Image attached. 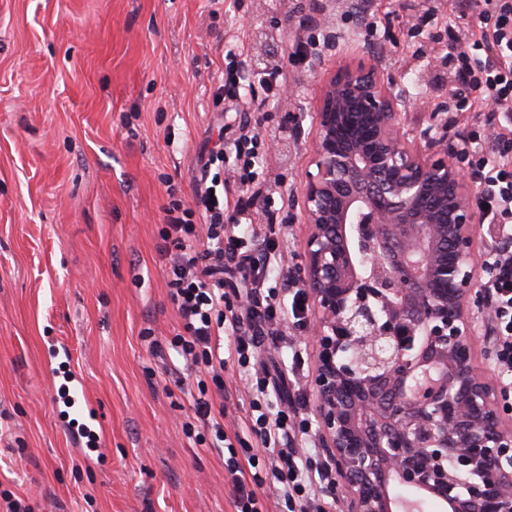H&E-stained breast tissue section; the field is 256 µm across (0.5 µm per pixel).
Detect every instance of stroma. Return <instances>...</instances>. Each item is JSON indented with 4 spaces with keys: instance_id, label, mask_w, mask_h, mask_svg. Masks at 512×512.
Returning a JSON list of instances; mask_svg holds the SVG:
<instances>
[{
    "instance_id": "35a3bbf8",
    "label": "stroma",
    "mask_w": 512,
    "mask_h": 512,
    "mask_svg": "<svg viewBox=\"0 0 512 512\" xmlns=\"http://www.w3.org/2000/svg\"><path fill=\"white\" fill-rule=\"evenodd\" d=\"M458 23L448 0H366L358 21L344 0H0V512H234L194 401L222 398L225 429L255 446L241 427L249 377L231 358L220 391L173 370L165 209L192 203L200 155L250 122L284 197L254 223L280 227L281 267L299 273L318 77L295 61V28L323 42V72L346 50L407 82L455 141L481 115L451 125L446 48L431 37ZM231 50L271 55L301 111L251 79L216 96ZM52 341L70 356L50 372ZM296 354L292 396L312 391L309 330L258 349L285 371ZM73 375L92 414L64 410Z\"/></svg>"
}]
</instances>
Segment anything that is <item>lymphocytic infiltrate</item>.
I'll list each match as a JSON object with an SVG mask.
<instances>
[{
  "instance_id": "lymphocytic-infiltrate-1",
  "label": "lymphocytic infiltrate",
  "mask_w": 512,
  "mask_h": 512,
  "mask_svg": "<svg viewBox=\"0 0 512 512\" xmlns=\"http://www.w3.org/2000/svg\"><path fill=\"white\" fill-rule=\"evenodd\" d=\"M462 14L477 11V25L448 34L449 95L458 112L484 110L487 126L467 129L463 141L478 204L490 233L489 275L483 288L493 301L495 364L504 385V406L512 409V0H453ZM492 152H485L486 139ZM234 158L224 175L203 163L193 206L165 211L161 252L166 260L169 296L182 328L171 342L185 366L220 381L224 333L235 340L239 364L251 365L255 382L248 390L250 412L244 425L260 441L270 466L264 477H246L238 450L224 431L223 413L198 398L196 414L224 447V470L236 512H266L260 489H267L287 512H335L323 489L330 473L323 463L301 457L289 410H271L269 398L286 381L256 361L259 338L276 333L285 322L307 323L310 307L301 290L278 293L271 281L282 253L276 232L257 238L253 214L270 201L257 169L256 143L248 133L233 142ZM234 214L225 223V211Z\"/></svg>"
}]
</instances>
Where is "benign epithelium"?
<instances>
[{
    "label": "benign epithelium",
    "instance_id": "1",
    "mask_svg": "<svg viewBox=\"0 0 512 512\" xmlns=\"http://www.w3.org/2000/svg\"><path fill=\"white\" fill-rule=\"evenodd\" d=\"M409 97L344 52L319 88L298 279L316 435L345 512H512V423L474 362L492 347L474 300L483 217L436 116L406 128Z\"/></svg>",
    "mask_w": 512,
    "mask_h": 512
}]
</instances>
